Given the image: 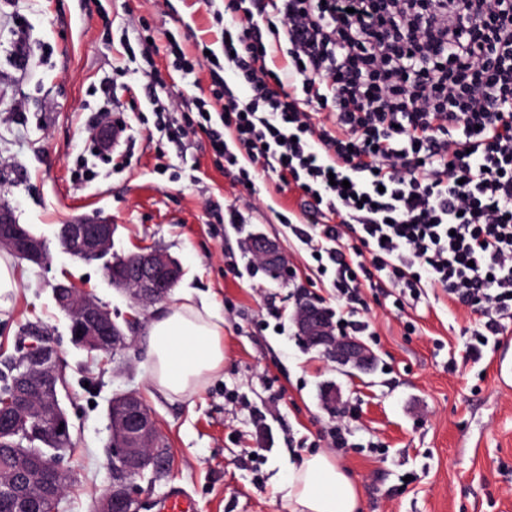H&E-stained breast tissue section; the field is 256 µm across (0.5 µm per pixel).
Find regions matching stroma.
Masks as SVG:
<instances>
[{
    "instance_id": "1",
    "label": "stroma",
    "mask_w": 512,
    "mask_h": 512,
    "mask_svg": "<svg viewBox=\"0 0 512 512\" xmlns=\"http://www.w3.org/2000/svg\"><path fill=\"white\" fill-rule=\"evenodd\" d=\"M223 4L0 0V205L50 253L43 267L18 263V295L0 311V363L19 355L32 326L63 364L59 400L72 435L63 466L72 485L58 512H94L111 482L108 404L129 390L155 416L172 455L168 474L143 490L144 512H158L174 485L199 512H288V474L316 452L347 470L361 512H512V381L499 373L500 358L512 360V323L481 359H468L477 314L439 288L397 311L380 273L377 287L363 291L368 310L360 315L369 325L360 338L377 364L367 374L336 366L298 336L294 322L301 300L336 310L331 277L318 275L309 250L281 222L286 214L302 222L299 190L264 175L245 189L236 168L216 164L205 133L174 142L157 129L145 90L150 68L166 79L161 100L208 88L207 71L173 69L169 42L178 40L191 56L201 36L221 51L211 8ZM142 31L150 42L138 40ZM105 82L127 137L99 153L86 127ZM74 219L109 221L111 256L148 247L181 265L170 302L188 293L224 320L219 376L175 400L152 385L145 334L167 304L141 314L128 348L116 354L72 341L52 296L56 283L96 298L117 323L133 312L103 260H79L61 248L58 230ZM257 233L277 241L291 276L272 279L254 260L248 242ZM275 296L285 300L277 319L266 310ZM409 322L414 332L406 331ZM331 393L338 397L332 409L325 404ZM339 422L349 429L343 448L327 434ZM248 448L258 456L245 457Z\"/></svg>"
}]
</instances>
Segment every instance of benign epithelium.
<instances>
[{
	"label": "benign epithelium",
	"instance_id": "7a95c632",
	"mask_svg": "<svg viewBox=\"0 0 512 512\" xmlns=\"http://www.w3.org/2000/svg\"><path fill=\"white\" fill-rule=\"evenodd\" d=\"M112 224L107 221H73L61 225L59 243L71 256L85 261L104 257L112 245ZM252 248L263 261L285 273L278 244L264 234L256 235ZM0 248L38 266L47 264L49 252L44 240L16 222L13 212L0 207ZM127 271L118 276L115 263L105 265V275L112 284L129 293L135 315L129 318L133 329L139 315L150 307L169 299L182 271L178 263L159 249L141 250L127 257ZM58 306L69 317L72 340L89 351L113 352L128 345L123 329L112 319L111 312L97 300L81 293L74 286L58 283L53 287ZM298 334L311 347L341 366L361 371L371 369L375 359L372 350L351 336H337L323 310L312 302L300 304L295 316ZM64 384L56 352L45 344L31 342L20 354V363L11 380L17 406L25 417L16 424L0 419V432L21 441H38L53 448L51 467L62 475L60 452L71 440L70 424L59 405V386ZM112 454V481L96 504V512H140L142 502L137 495L138 481L146 476L158 477L168 469L169 449L154 416L133 391L114 396L108 408ZM44 459L41 449L29 445L15 449L12 459L0 466V493L19 495L31 504L44 501L57 504L63 491L47 478L40 488L32 486L27 477L29 466Z\"/></svg>",
	"mask_w": 512,
	"mask_h": 512
}]
</instances>
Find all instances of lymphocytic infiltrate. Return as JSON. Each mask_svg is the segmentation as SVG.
Returning a JSON list of instances; mask_svg holds the SVG:
<instances>
[{"label":"lymphocytic infiltrate","instance_id":"lymphocytic-infiltrate-1","mask_svg":"<svg viewBox=\"0 0 512 512\" xmlns=\"http://www.w3.org/2000/svg\"><path fill=\"white\" fill-rule=\"evenodd\" d=\"M226 8L244 22L223 25L222 59L203 41L191 58L170 44L177 71H208L209 95L162 102L165 81L151 75L158 128L204 132L242 185L262 173L301 190L305 224L293 232L333 276L337 335L361 331L360 285L383 271L395 307L429 286L478 312L465 352L480 358L512 319V0ZM228 67L247 100L225 81Z\"/></svg>","mask_w":512,"mask_h":512}]
</instances>
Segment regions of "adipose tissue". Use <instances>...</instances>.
I'll return each mask as SVG.
<instances>
[{
	"label": "adipose tissue",
	"mask_w": 512,
	"mask_h": 512,
	"mask_svg": "<svg viewBox=\"0 0 512 512\" xmlns=\"http://www.w3.org/2000/svg\"><path fill=\"white\" fill-rule=\"evenodd\" d=\"M153 385L180 399L199 391L224 367V320L192 299L155 316L147 329ZM288 512H359L346 470L327 453L305 457L286 485Z\"/></svg>",
	"instance_id": "obj_1"
}]
</instances>
